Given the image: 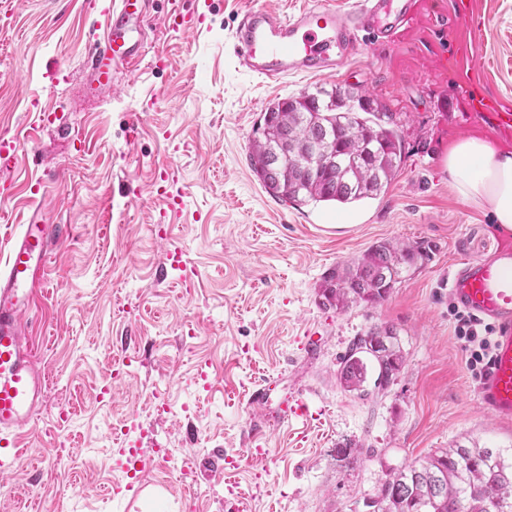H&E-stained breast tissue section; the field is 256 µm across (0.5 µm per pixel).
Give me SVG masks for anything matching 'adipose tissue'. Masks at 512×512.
I'll return each instance as SVG.
<instances>
[{
	"instance_id": "ef3b65f1",
	"label": "adipose tissue",
	"mask_w": 512,
	"mask_h": 512,
	"mask_svg": "<svg viewBox=\"0 0 512 512\" xmlns=\"http://www.w3.org/2000/svg\"><path fill=\"white\" fill-rule=\"evenodd\" d=\"M448 174L464 202L512 232V151L494 149L477 136L461 137L448 149Z\"/></svg>"
}]
</instances>
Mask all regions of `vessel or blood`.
Wrapping results in <instances>:
<instances>
[{"label":"vessel or blood","mask_w":512,"mask_h":512,"mask_svg":"<svg viewBox=\"0 0 512 512\" xmlns=\"http://www.w3.org/2000/svg\"><path fill=\"white\" fill-rule=\"evenodd\" d=\"M143 0H106L104 33L91 50V86L111 85L117 66L136 63L144 52L140 24ZM415 0H306L293 13L268 6L244 12L234 34L240 66L266 82L292 75L329 76L362 53L368 40H392L415 14ZM55 225H24L0 266V468L22 450L18 437L33 422L45 390V373L29 339L28 315L36 304ZM454 303L497 325L490 375L481 401L497 416H512V279L498 259L464 263L449 282Z\"/></svg>","instance_id":"vessel-or-blood-1"}]
</instances>
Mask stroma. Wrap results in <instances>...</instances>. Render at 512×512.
Listing matches in <instances>:
<instances>
[{
    "mask_svg": "<svg viewBox=\"0 0 512 512\" xmlns=\"http://www.w3.org/2000/svg\"><path fill=\"white\" fill-rule=\"evenodd\" d=\"M91 2L0 0V139L16 155L0 169V264L30 218L61 233L29 315L48 387L0 471V512H367L390 472L452 442L511 457L512 417L480 401L448 277L512 253V234L457 197L445 159L473 133L512 150L471 109L512 106V0H418L394 41L338 74L273 83L236 65L232 34L250 7L305 0H181L205 14L196 33L168 28L170 0H146L145 55L93 93ZM339 86L389 112L395 179L347 205L271 196L248 161L270 102ZM171 196L183 209L160 223ZM389 239L425 259L375 305L323 306L325 274ZM374 326L396 331L404 363L363 400L336 371ZM127 438L152 459L134 491L117 463Z\"/></svg>",
    "mask_w": 512,
    "mask_h": 512,
    "instance_id": "stroma-1",
    "label": "stroma"
}]
</instances>
